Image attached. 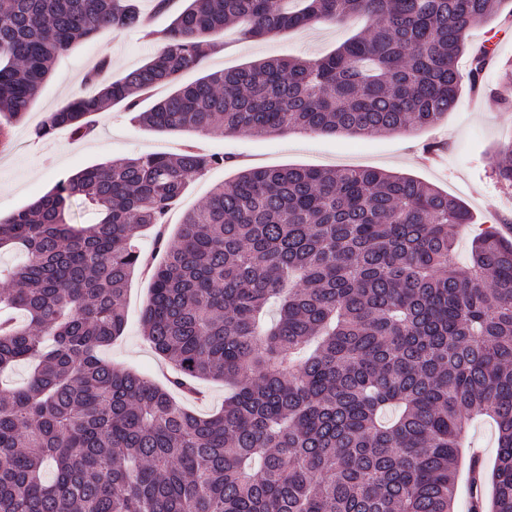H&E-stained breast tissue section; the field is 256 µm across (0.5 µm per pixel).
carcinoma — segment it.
Listing matches in <instances>:
<instances>
[{"label":"carcinoma","instance_id":"obj_1","mask_svg":"<svg viewBox=\"0 0 512 512\" xmlns=\"http://www.w3.org/2000/svg\"><path fill=\"white\" fill-rule=\"evenodd\" d=\"M512 0H182L147 35L159 50L83 88L35 131L78 140L123 103L155 131L218 128L405 133L448 115L472 27ZM366 20L317 59L274 58L190 84L229 25L262 39ZM136 0H0V117L20 121L58 56L100 30L141 28ZM170 94L145 111L139 95ZM493 96L512 108V62ZM492 169L512 189V141ZM229 158L190 146L85 168L0 218V252L21 264L0 288V512H454L462 433L495 425L490 477L478 461L470 512H512V242L480 231L453 260L459 199L404 173L288 165L245 169L162 232L191 183ZM89 209L96 223L74 222ZM157 228L142 335L170 389L229 386L203 416L103 356L122 336L137 239ZM53 469V476L44 470Z\"/></svg>","mask_w":512,"mask_h":512}]
</instances>
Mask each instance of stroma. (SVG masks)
<instances>
[{
    "label": "stroma",
    "mask_w": 512,
    "mask_h": 512,
    "mask_svg": "<svg viewBox=\"0 0 512 512\" xmlns=\"http://www.w3.org/2000/svg\"><path fill=\"white\" fill-rule=\"evenodd\" d=\"M363 28L362 23L346 26L315 25L253 40L240 28L229 27L221 48L202 66L201 72L227 69L274 56L315 58L324 55ZM496 39V65L486 69V93L475 94L462 86L456 107L437 125L412 133L380 134L370 137L349 135L253 136L246 132H159L141 127L124 106H112L96 117L94 135L72 141L68 130L59 129L44 138L35 130L76 93L100 57H107L104 79H113L144 63L155 45L142 33L102 30L95 40L75 44L58 58L49 79L40 88L25 119L12 123L8 140L0 144V216L29 205L58 182L79 171L116 159L149 153H171L191 145L208 154H232L230 167H215L193 182L169 216V234H176L184 214L206 201L212 189L233 179L237 171L302 165L316 168L374 167L407 173L434 185L463 201L476 219L475 227L456 236V257L466 263L476 226L512 225V191L498 187L492 174L496 151L512 140V111H504L488 90L498 81V66L512 60V12L501 11L490 26L470 33L473 43ZM425 142L440 143L434 155L423 154ZM151 288L147 273H136L128 285L125 309L127 324L123 336L106 348L104 357L118 367L145 375L164 384L171 367L158 357L143 339L139 321Z\"/></svg>",
    "instance_id": "obj_1"
}]
</instances>
